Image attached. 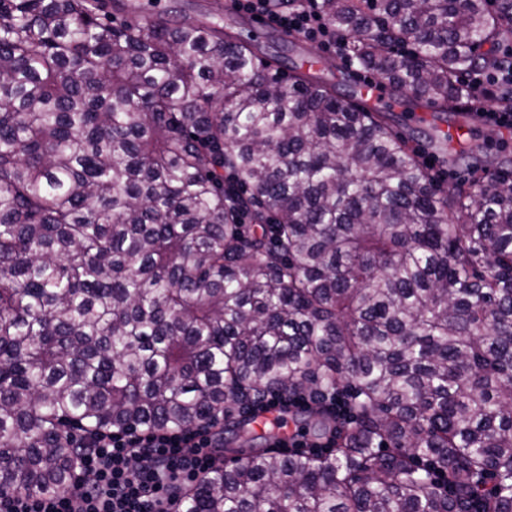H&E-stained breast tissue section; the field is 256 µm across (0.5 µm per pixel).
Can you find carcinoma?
Segmentation results:
<instances>
[{
	"instance_id": "obj_1",
	"label": "carcinoma",
	"mask_w": 512,
	"mask_h": 512,
	"mask_svg": "<svg viewBox=\"0 0 512 512\" xmlns=\"http://www.w3.org/2000/svg\"><path fill=\"white\" fill-rule=\"evenodd\" d=\"M309 6L442 111L512 35V0ZM343 385L332 452L221 465L184 512H512V181L443 193L385 113L283 86L221 18L0 0V489L65 490L70 428Z\"/></svg>"
}]
</instances>
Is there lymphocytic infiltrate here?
I'll use <instances>...</instances> for the list:
<instances>
[{
    "mask_svg": "<svg viewBox=\"0 0 512 512\" xmlns=\"http://www.w3.org/2000/svg\"><path fill=\"white\" fill-rule=\"evenodd\" d=\"M238 7L303 36L321 48L342 52L345 39L311 10L270 8L266 0H235ZM503 61L480 66L462 81L467 101L476 103L512 88V45ZM317 406L342 422L351 414L345 392L328 388L315 393L268 391L247 413ZM214 422L187 430L145 429L84 434L78 439L68 488L49 494L1 493L0 512H181L182 486L199 481L223 460Z\"/></svg>",
    "mask_w": 512,
    "mask_h": 512,
    "instance_id": "obj_1",
    "label": "lymphocytic infiltrate"
}]
</instances>
